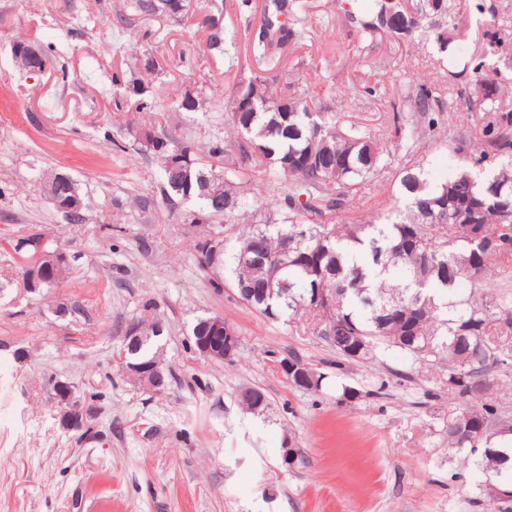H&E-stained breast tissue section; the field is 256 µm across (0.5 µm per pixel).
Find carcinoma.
I'll return each instance as SVG.
<instances>
[{"label":"carcinoma","instance_id":"carcinoma-1","mask_svg":"<svg viewBox=\"0 0 512 512\" xmlns=\"http://www.w3.org/2000/svg\"><path fill=\"white\" fill-rule=\"evenodd\" d=\"M207 2L201 18L206 47L220 51L227 0ZM131 6L139 14L180 15L193 0H132ZM277 12L285 17L278 37L269 34L274 20L265 14L251 40L253 55L272 67L250 71L224 94V141H174L158 131L157 109L145 102L138 106L144 116L134 138L159 164L169 202H200L193 223L222 218L236 225L233 287L247 306L271 320L295 318L330 346L361 338L357 357L336 350L348 362L372 361L384 345L428 365L448 363V390L461 401L448 411V447L480 449L484 470L512 486V424L493 401L501 382L494 369L512 368V349L492 340L512 333V282L505 276L512 270V77L490 62L507 21L491 25L470 55V86L424 82L401 89L394 134L404 163L393 168V153L375 131L346 128L335 112L311 111L302 79L278 87L274 70L288 49L309 38L312 26L301 0H277ZM459 14L456 0H372L363 12L345 10L343 19L360 43L358 64L370 68V51L387 39H431L439 55L447 54L462 33ZM452 90L479 113L481 142L471 143L468 126L439 136L441 117L453 111L445 101ZM245 98L251 108L236 111ZM432 145L451 155L469 146L473 157L468 166L433 179L425 163ZM175 148L183 162L174 171L168 150ZM388 168L405 208L369 219L348 216ZM271 185L277 191L261 205L245 206L244 188ZM44 189L57 208L78 192L70 177L62 183L51 178ZM194 251L203 267L223 268L225 253L213 258L200 239ZM70 272L65 252L51 280L27 291L48 297ZM464 282L467 293L460 291ZM316 288L326 289L332 301L325 312L308 302ZM138 321L145 339L139 349L126 350L125 366L166 367L162 321L153 315ZM239 401L253 413L268 408L265 392L255 386L242 389Z\"/></svg>","mask_w":512,"mask_h":512}]
</instances>
